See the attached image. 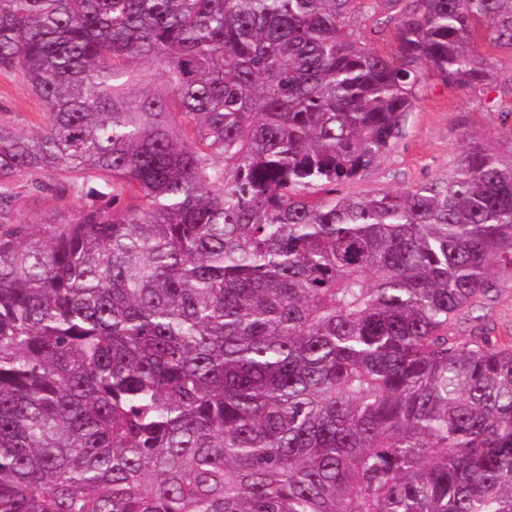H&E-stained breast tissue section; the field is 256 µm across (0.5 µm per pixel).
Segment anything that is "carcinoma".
<instances>
[{
    "label": "carcinoma",
    "mask_w": 512,
    "mask_h": 512,
    "mask_svg": "<svg viewBox=\"0 0 512 512\" xmlns=\"http://www.w3.org/2000/svg\"><path fill=\"white\" fill-rule=\"evenodd\" d=\"M512 0H0V512H512V159L339 192ZM386 31L396 53L364 31ZM54 171V184L44 172ZM89 201L14 213L15 181ZM46 106L18 76L0 71V124L32 130L44 121ZM478 321H465L460 325L462 336H468L474 327H483L501 341H512V278H501L492 301L473 314Z\"/></svg>",
    "instance_id": "obj_1"
}]
</instances>
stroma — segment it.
I'll return each instance as SVG.
<instances>
[{
    "label": "stroma",
    "instance_id": "obj_1",
    "mask_svg": "<svg viewBox=\"0 0 512 512\" xmlns=\"http://www.w3.org/2000/svg\"><path fill=\"white\" fill-rule=\"evenodd\" d=\"M476 51L486 59L493 79L480 92H469L426 77L418 102L394 147L356 179L342 185L343 193L363 196L377 189H402L447 177L462 156L468 137L485 140L503 158L512 157V48L478 37ZM45 105L16 75L0 71V124L32 130L44 120ZM84 199L38 196L20 192L16 216L31 224L51 215L75 218ZM478 322L462 323L469 335L473 326L486 328L503 341H512V278H501L496 295L478 312Z\"/></svg>",
    "mask_w": 512,
    "mask_h": 512
}]
</instances>
